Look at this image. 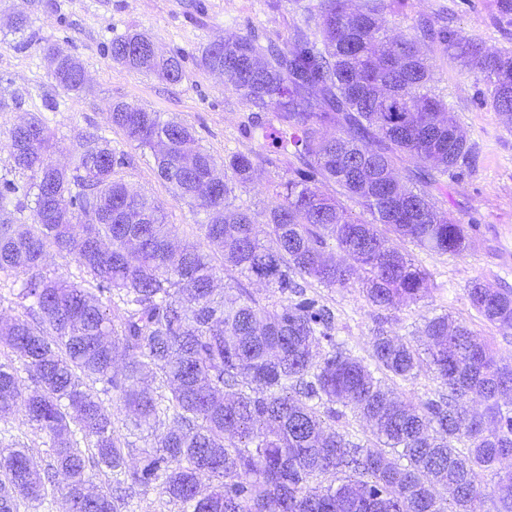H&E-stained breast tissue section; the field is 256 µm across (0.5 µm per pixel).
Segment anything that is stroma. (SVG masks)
<instances>
[{"mask_svg":"<svg viewBox=\"0 0 512 512\" xmlns=\"http://www.w3.org/2000/svg\"><path fill=\"white\" fill-rule=\"evenodd\" d=\"M6 7L0 0V96L15 97L16 102L0 112V178L27 182V175L11 166L9 131L39 115L59 144L57 163H68L89 135L105 137L113 152L125 159L118 176L130 190L163 205L180 241L203 242L204 212L176 199L170 185L160 179L151 153L137 148L113 126L111 107L124 101L188 125L197 144L216 159L231 153L251 157L256 175L235 190L231 201L248 209L257 223H266L269 210L279 201L276 186L284 171L266 162L271 142L244 131L249 111L242 100L227 90L222 76L199 69L196 57L200 48L229 34H288L300 19L295 0H285L276 13L268 10L265 0H30L32 25L21 39L7 31ZM493 11L494 0H408L402 13L388 15L387 20L403 34L411 33L419 17L444 20L463 37L512 50V27H496ZM132 28L152 34L164 51L184 53L181 83L170 84L113 62L108 51L112 39ZM49 43L82 62L86 90L81 95L56 86L43 52ZM426 54L436 73L437 93L477 144L472 166L449 180L440 199L442 208L468 225L473 247L463 256L451 257L403 242V250L434 283L414 304L378 309L354 286L316 285L311 293L335 309L337 336L364 357L375 329L414 341L424 318L448 313L466 321L499 355L512 359V328L486 322L471 308L466 294L474 280L493 289H512V126L484 103L483 84L457 59L432 47Z\"/></svg>","mask_w":512,"mask_h":512,"instance_id":"1","label":"stroma"}]
</instances>
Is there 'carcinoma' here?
Masks as SVG:
<instances>
[{
	"instance_id": "cac0c4a2",
	"label": "carcinoma",
	"mask_w": 512,
	"mask_h": 512,
	"mask_svg": "<svg viewBox=\"0 0 512 512\" xmlns=\"http://www.w3.org/2000/svg\"><path fill=\"white\" fill-rule=\"evenodd\" d=\"M317 0L283 37L250 31L203 48L197 65L224 75L248 107L245 129L266 138L276 121L282 202L268 222L229 198L252 180L253 160L224 161L195 145L188 126L145 107L117 102L112 125L155 156L177 198L202 209L209 247L225 269L256 281L272 299L243 288L217 291L213 257L174 245L161 204L131 194L116 177L124 165L91 135L69 167L47 168L57 149L44 119L10 132L19 185L0 180V275L22 278L24 313L0 325V421L17 416L52 448L41 469L26 447L0 448V512L41 502L49 472L66 478L69 512H123L127 499L155 487L181 512H477L482 488L512 512V362L444 313L423 320L419 348L379 329L369 358L336 340V314L307 293L362 285L368 303L416 302L430 276L387 232L417 247L460 256L466 225L438 206L448 179L471 166L476 144L435 93L420 46L460 59L485 86L484 101L512 123V51L492 50L421 17L414 34L394 36L384 13L407 0ZM496 21L512 26V0H495ZM13 32L31 27L26 2L11 6ZM112 60L179 83V51L131 31L112 39ZM57 85L85 89L83 64L54 46ZM299 166H293V162ZM404 172L412 188L385 196ZM203 180L219 187L195 196ZM335 184L358 214L321 190ZM30 211V223L18 215ZM72 255L81 282L48 268V249ZM488 323L512 327V290L474 281L467 289ZM18 360L34 387H20ZM427 367L442 391L400 396L387 381ZM119 393L131 428L150 432L137 460L114 435L102 396ZM481 406L468 415V403ZM366 422L352 434L348 413ZM170 422L162 432L156 425ZM112 479L94 490L92 477ZM448 488V498L435 486Z\"/></svg>"
}]
</instances>
